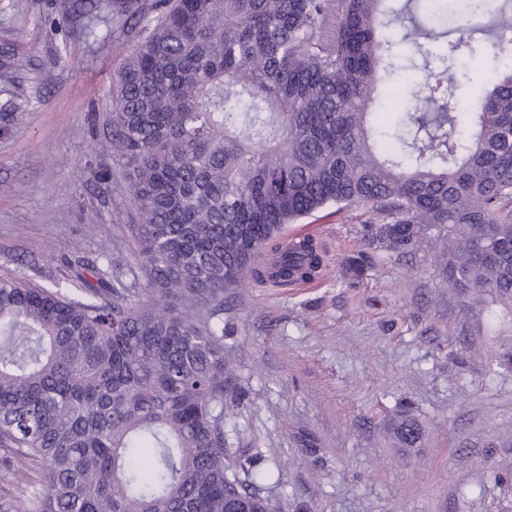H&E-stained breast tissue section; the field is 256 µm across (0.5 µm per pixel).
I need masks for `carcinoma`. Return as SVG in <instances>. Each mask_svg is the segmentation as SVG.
Here are the masks:
<instances>
[{
	"mask_svg": "<svg viewBox=\"0 0 512 512\" xmlns=\"http://www.w3.org/2000/svg\"><path fill=\"white\" fill-rule=\"evenodd\" d=\"M394 2L112 0L136 30L112 81V156L140 284L80 257L54 288L0 278V512H226V490L265 512L262 450L224 447V412L245 401L224 298L247 275L316 276L313 239L276 237L324 207H365L367 245L392 255L434 235L449 287L512 310V0H452L456 25L437 28ZM391 27L424 62L392 134L375 112L399 70ZM478 47L494 78L465 102L460 80L480 73L454 59ZM16 70L1 48L0 78ZM387 432L397 448L424 435L405 402Z\"/></svg>",
	"mask_w": 512,
	"mask_h": 512,
	"instance_id": "cac0c4a2",
	"label": "carcinoma"
}]
</instances>
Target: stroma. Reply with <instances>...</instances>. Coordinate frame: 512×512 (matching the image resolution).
I'll use <instances>...</instances> for the list:
<instances>
[{
	"mask_svg": "<svg viewBox=\"0 0 512 512\" xmlns=\"http://www.w3.org/2000/svg\"><path fill=\"white\" fill-rule=\"evenodd\" d=\"M72 0H0V44L13 45L24 92L0 83V276L36 286L64 279L79 256L128 270L135 221L116 161L99 182L93 145L112 128V77L133 39H104L55 18ZM372 219L327 207L286 225L316 239L326 266L309 284L250 283L224 306L241 413L224 418L228 448L265 451L258 487L279 512H512V369L479 305L436 272L426 240L396 258L369 253L352 283L345 259ZM426 428L398 453L386 423L400 401Z\"/></svg>",
	"mask_w": 512,
	"mask_h": 512,
	"instance_id": "obj_1",
	"label": "stroma"
}]
</instances>
